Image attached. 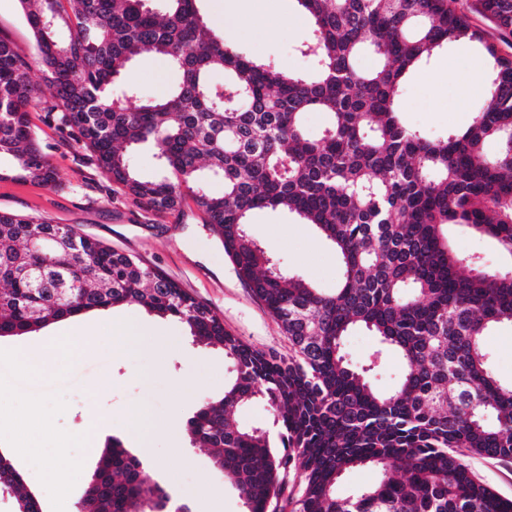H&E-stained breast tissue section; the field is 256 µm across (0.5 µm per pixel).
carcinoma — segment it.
<instances>
[{
  "instance_id": "1",
  "label": "carcinoma",
  "mask_w": 512,
  "mask_h": 512,
  "mask_svg": "<svg viewBox=\"0 0 512 512\" xmlns=\"http://www.w3.org/2000/svg\"><path fill=\"white\" fill-rule=\"evenodd\" d=\"M164 0H21L36 41L29 60L0 39V179L56 182L31 128L42 100L37 66L52 90L47 112L88 150L132 203L170 213L191 198L224 236L238 277L293 348L268 355L161 270L71 228L0 212V337L135 304L180 323L195 342L224 349L235 375L187 420L194 446L232 480L244 512H269L304 478L294 512H512L472 475L467 458L512 460V384L495 376L485 336L512 326V268L489 271L457 254L449 227L492 238L512 260V55L472 26L458 0H297L309 29L302 52L315 72L298 75L241 55L209 34L198 3ZM504 36L512 0H477ZM487 63L486 103L469 127L431 138L406 125L399 100L411 71L450 43ZM369 70L357 66L364 48ZM164 58L177 81L160 97L137 95L130 62ZM224 73L215 83L213 74ZM116 81L125 89L112 92ZM327 119L310 138L304 115ZM498 144L495 157L485 143ZM153 147L165 172L139 176L131 162ZM208 176L224 191L202 187ZM282 209L329 241L343 281L323 293L275 261L249 234L248 217ZM364 328L403 364L378 390L341 350ZM260 401L278 438L240 427L236 412ZM377 471L352 497L337 495L349 470ZM0 495L14 512H42L21 473L0 453ZM168 490L109 439L77 512L166 508Z\"/></svg>"
}]
</instances>
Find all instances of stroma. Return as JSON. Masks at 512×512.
I'll use <instances>...</instances> for the list:
<instances>
[{
    "mask_svg": "<svg viewBox=\"0 0 512 512\" xmlns=\"http://www.w3.org/2000/svg\"><path fill=\"white\" fill-rule=\"evenodd\" d=\"M226 2L204 0L210 33L224 35L250 58L291 72H312L313 60L300 51L307 27L296 0H247L241 14ZM0 38L35 55V38L19 0H0ZM471 62L481 66L485 59L469 45L453 43L412 73L401 100L405 123L431 137L465 130L486 99L481 91L461 93L471 81ZM131 73L143 97L163 94L176 78L157 56L136 58ZM29 121L56 169V183L0 180V211L42 217L130 254L206 304L222 318L225 330L244 343L290 355L287 336L239 279L222 238L193 202H185L178 214L133 207L111 189L86 151L61 132L44 107L31 108ZM249 223L252 236L290 272L304 275L322 291L337 288L341 263L313 225L279 209L255 211ZM450 242L457 253L478 258L488 269L506 265L488 237L455 228ZM132 319L142 339H126ZM53 336H71L81 344L69 366L49 367L37 380L16 370L19 350L38 349ZM231 370L223 349L193 344L182 325L136 306L2 337L0 371L14 372L17 389L0 410V450L10 452L42 512H59L82 497L107 439H123L126 448L136 450L125 424L129 409L140 407L155 425L147 461L156 479L187 500L191 512H244L231 481L214 468L209 450L192 447L185 431L186 419L202 398L223 393ZM25 428L36 433L43 456L54 459L59 484L43 483L34 457L16 451Z\"/></svg>",
    "mask_w": 512,
    "mask_h": 512,
    "instance_id": "1",
    "label": "stroma"
}]
</instances>
